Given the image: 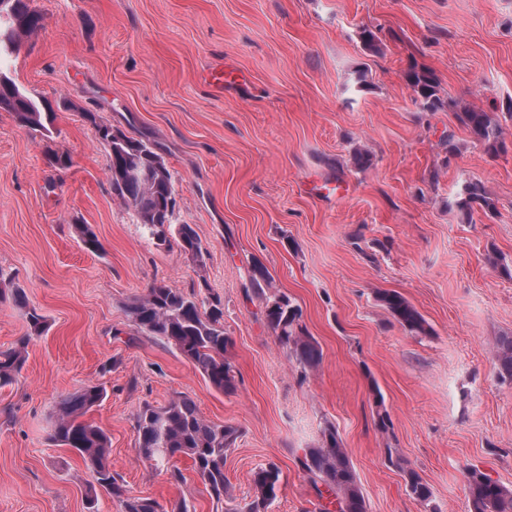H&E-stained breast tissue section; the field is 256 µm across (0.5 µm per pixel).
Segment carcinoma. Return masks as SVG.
Listing matches in <instances>:
<instances>
[{"label": "carcinoma", "instance_id": "cac0c4a2", "mask_svg": "<svg viewBox=\"0 0 512 512\" xmlns=\"http://www.w3.org/2000/svg\"><path fill=\"white\" fill-rule=\"evenodd\" d=\"M42 26L43 16L30 7L29 0H0V59L12 55L24 37ZM380 33L379 29L362 28L363 46L370 51L377 50L382 42ZM403 79L423 111L452 110L472 141L487 154L497 156L507 151L500 124L491 113L475 108L456 109L455 102L439 95V79L433 71L411 61L403 71ZM0 110L13 113L21 126L43 138L53 134L54 113L1 71ZM84 118L108 149L113 193L133 208L150 239L158 246L174 245L190 259H206L208 250L193 226L171 222L175 189L170 169H165L161 177L154 174L149 179L143 178L145 172L153 170L155 162L165 163L155 145L97 122L93 112L84 113ZM455 206L468 221L477 209L486 216L496 211L494 201L478 182L465 185L463 196ZM73 228L86 249L92 252L101 249L90 225L75 224ZM250 283L253 291L264 299V321L286 356L305 370L317 369L322 351L303 324L301 307L287 294L272 290V276L259 262L253 263ZM376 298L405 331L416 336L431 335L423 315L403 295L381 291ZM6 304L25 310L28 330L14 346L0 350V388L17 382L27 360L29 344L49 330L47 317L29 305L23 289L0 288V306ZM127 316L139 330L188 360L212 388L222 393L236 389L235 371L226 358L233 340L224 330V301L209 293L205 279L186 291L154 284L127 307ZM495 369L501 381L512 383V335L497 339ZM106 394V388L98 384L62 396L56 405L50 434L54 445L74 449L91 471L94 482L88 486V503L94 504L99 490L103 489L119 502L121 512H191L185 499L165 506L156 499L130 494L123 478L112 472L109 436L102 427L85 419ZM135 429L140 453L151 468L163 470L174 482L181 483L184 475L175 460L187 457L210 495L218 502L224 501L228 495L224 461L240 436L237 427L204 419L194 399L178 394L163 406L144 405L135 415ZM387 460L403 473L409 495L429 512H437L433 492L419 473L399 457L390 454ZM299 463L313 484L321 486L318 496H326L321 512H367L355 468L334 426L324 428L318 446L304 449ZM465 482L470 512H512V489L475 467L466 469ZM253 485V498L239 506L237 512H267L281 488L280 468L274 463L260 467L254 473Z\"/></svg>", "mask_w": 512, "mask_h": 512}]
</instances>
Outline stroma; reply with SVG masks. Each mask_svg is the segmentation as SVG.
Listing matches in <instances>:
<instances>
[{
	"mask_svg": "<svg viewBox=\"0 0 512 512\" xmlns=\"http://www.w3.org/2000/svg\"><path fill=\"white\" fill-rule=\"evenodd\" d=\"M44 17L4 71L56 114L52 137L0 112V288L18 286L49 319L19 380L0 389V512H88L93 477L49 435L60 397L88 383L107 396L87 415L111 438L110 462L132 494L195 512H231L256 469L275 462L268 512H316L299 459L335 426L368 512H424L387 449L429 484L441 512H470L463 470L512 488V384L491 347L512 334V120L508 149L475 146L453 112L421 111L403 79L432 70L442 95L504 116L512 101V0H30ZM381 27L380 51L362 27ZM234 60L247 96H214L201 72ZM157 145L175 181L173 223L193 225L204 268L158 246L112 192L109 157L83 117ZM458 152L446 157L442 139ZM373 156L361 172L354 146ZM68 156L65 169L47 153ZM438 180H431L432 171ZM310 177L341 179L338 200L306 194ZM481 182L493 216L462 220L450 204ZM91 225L101 249L78 242ZM362 233L354 245V233ZM496 253L501 267L487 261ZM262 262L303 311L322 350L316 371L289 361L248 290ZM207 279L224 300L234 393L126 317L156 282ZM400 292L431 335L390 324L376 301ZM383 403H376L375 393ZM192 397L209 421L241 435L226 456L229 500H213L191 467L171 483L142 458L134 417L144 404ZM386 410L389 432L376 426Z\"/></svg>",
	"mask_w": 512,
	"mask_h": 512,
	"instance_id": "obj_1",
	"label": "stroma"
}]
</instances>
